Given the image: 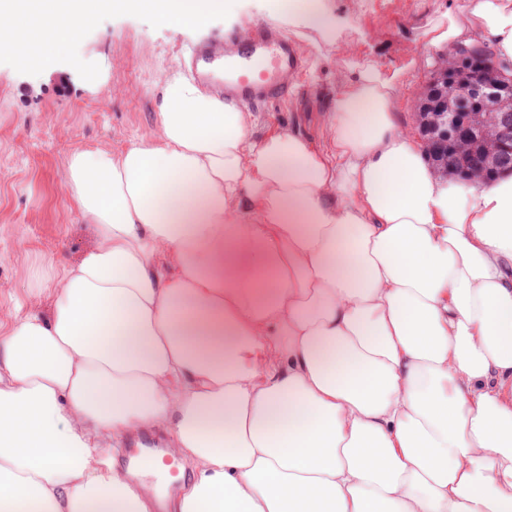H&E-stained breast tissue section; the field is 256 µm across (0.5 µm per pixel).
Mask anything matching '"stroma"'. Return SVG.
<instances>
[{
  "label": "stroma",
  "mask_w": 512,
  "mask_h": 512,
  "mask_svg": "<svg viewBox=\"0 0 512 512\" xmlns=\"http://www.w3.org/2000/svg\"><path fill=\"white\" fill-rule=\"evenodd\" d=\"M344 19L346 39L382 71H403L399 110L415 127L418 99L448 44L425 32L442 15L466 16L467 0H329ZM271 0H235L205 27L176 28L148 14L108 13L84 29L53 67L33 73L0 53V315L15 303L46 302L36 277L49 265L74 262L95 242L92 225L69 208L63 170L89 148L120 151L153 136L161 87L181 75L190 45L232 36L240 24L270 18ZM348 74L335 48L323 49L315 76L301 74L286 97L256 107L255 136L291 127L313 142L328 140V119Z\"/></svg>",
  "instance_id": "35a3bbf8"
}]
</instances>
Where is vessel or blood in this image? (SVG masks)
<instances>
[{
    "mask_svg": "<svg viewBox=\"0 0 512 512\" xmlns=\"http://www.w3.org/2000/svg\"><path fill=\"white\" fill-rule=\"evenodd\" d=\"M190 62L204 87L244 105L287 95L301 71L295 44L269 23L255 25L243 42L193 46Z\"/></svg>",
    "mask_w": 512,
    "mask_h": 512,
    "instance_id": "obj_1",
    "label": "vessel or blood"
}]
</instances>
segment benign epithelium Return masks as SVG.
Segmentation results:
<instances>
[{"mask_svg":"<svg viewBox=\"0 0 512 512\" xmlns=\"http://www.w3.org/2000/svg\"><path fill=\"white\" fill-rule=\"evenodd\" d=\"M450 54L456 57L459 67L468 72V92L473 101L478 104L487 100L494 102L495 118L489 134L496 149L486 153V169L512 171V73H506L492 54L478 46H458ZM453 127L456 135L462 136L463 130L456 127L454 113H435L426 142L448 144V129Z\"/></svg>","mask_w":512,"mask_h":512,"instance_id":"7a95c632","label":"benign epithelium"}]
</instances>
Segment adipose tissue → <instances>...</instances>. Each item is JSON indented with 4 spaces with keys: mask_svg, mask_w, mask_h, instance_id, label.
<instances>
[{
    "mask_svg": "<svg viewBox=\"0 0 512 512\" xmlns=\"http://www.w3.org/2000/svg\"><path fill=\"white\" fill-rule=\"evenodd\" d=\"M226 6L0 0V53L37 73L102 13ZM274 16L354 73L328 143L176 77L151 139L68 159L96 243L0 322V512H150L105 453L145 428L189 466L167 512H512V174L439 178L323 0ZM479 40L512 61V0L429 32Z\"/></svg>",
    "mask_w": 512,
    "mask_h": 512,
    "instance_id": "obj_1",
    "label": "adipose tissue"
}]
</instances>
